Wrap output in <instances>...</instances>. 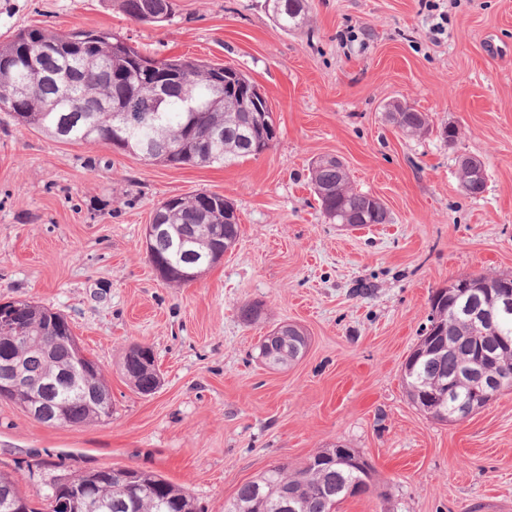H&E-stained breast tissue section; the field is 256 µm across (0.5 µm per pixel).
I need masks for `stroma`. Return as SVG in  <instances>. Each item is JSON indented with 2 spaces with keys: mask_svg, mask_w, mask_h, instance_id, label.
<instances>
[{
  "mask_svg": "<svg viewBox=\"0 0 512 512\" xmlns=\"http://www.w3.org/2000/svg\"><path fill=\"white\" fill-rule=\"evenodd\" d=\"M156 26L116 0H0V43L20 30L108 29L156 58L233 65L278 123L262 154L172 167L61 142L0 112V303L34 301L72 323L112 392V417L49 425L0 399V470L36 508L74 469L134 467L224 512L274 464L336 444L373 466L375 491L339 512H512V391L455 424L428 419L403 383L434 291L460 275L512 276V0H307L287 33L265 0H173ZM427 115L403 134L387 106ZM456 127L445 141V125ZM478 158L468 195L456 158ZM336 158L389 221L352 228L323 214L314 161ZM207 191L238 212L232 250L195 282L161 281L144 226L167 198ZM263 305L245 321L243 309ZM307 333L295 364L266 368L263 336ZM134 344L161 383L120 372Z\"/></svg>",
  "mask_w": 512,
  "mask_h": 512,
  "instance_id": "1",
  "label": "stroma"
}]
</instances>
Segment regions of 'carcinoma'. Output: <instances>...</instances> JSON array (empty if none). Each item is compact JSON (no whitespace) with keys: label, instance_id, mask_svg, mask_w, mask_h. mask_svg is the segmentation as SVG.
<instances>
[{"label":"carcinoma","instance_id":"cac0c4a2","mask_svg":"<svg viewBox=\"0 0 512 512\" xmlns=\"http://www.w3.org/2000/svg\"><path fill=\"white\" fill-rule=\"evenodd\" d=\"M121 10L143 23L170 19L171 0H119ZM275 23L285 32L302 30L306 21L305 0H268ZM38 43L40 52H28L26 44ZM162 64L167 77L168 101L165 109L137 124L128 122L131 107L148 109L154 101L156 85L143 70L145 63ZM224 78V65L184 57L152 58L110 31H52L25 29L6 43H0V111L17 124L35 129L58 141L86 142L125 150L123 138L130 139L137 155L150 162L172 166L206 167L226 164L259 154L263 135L254 119L255 102L229 99L214 91L215 81ZM194 99L196 111H184L182 94ZM393 124L405 133L425 134L430 123L421 112H389ZM311 183L324 215L338 223H352L365 216L373 224L388 221L379 199L356 191L349 182L344 164L335 159L312 165ZM155 221L167 231L152 243V253L168 261L177 275L169 284L181 287V272H206L209 258L224 250V242L239 238L235 215L226 211L224 196L197 192L173 196L154 209ZM449 305L432 311L420 330V344L433 347L437 355L422 359L403 377L414 405L430 419H437L420 394L438 388L450 378L457 379L454 394L445 399L449 412L469 391L464 373L473 348L488 342L481 330L462 317L453 316V306L464 298L448 292ZM23 335L0 325V374L20 367L30 382L39 385L45 400L43 422L64 413L69 425L101 422L112 417V406L87 401L85 392L94 386L103 393L109 386L101 371L71 387L60 375L75 364L70 336L74 329L62 314L31 301H21ZM62 340L43 348V337ZM308 338L279 336L258 357L269 368L288 366L307 347ZM121 368L126 380L142 394H150L160 383L154 362H143L124 354ZM336 454L324 448L313 463L298 468L282 465L265 471L257 479L242 484L230 504L240 512H280L279 502L289 490L296 492L299 512H326L322 497L330 492L341 498L343 487L361 478L355 471L338 469L317 461ZM137 489L128 488L118 476L101 478L96 497L100 512H193L194 500L162 476L136 470ZM86 480V472L75 470L55 480L58 490L76 489Z\"/></svg>","mask_w":512,"mask_h":512}]
</instances>
